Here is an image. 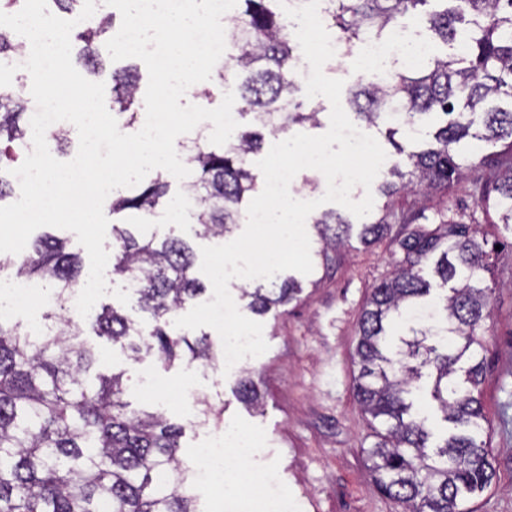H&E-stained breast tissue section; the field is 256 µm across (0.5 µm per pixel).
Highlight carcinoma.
Here are the masks:
<instances>
[{"label":"carcinoma","mask_w":512,"mask_h":512,"mask_svg":"<svg viewBox=\"0 0 512 512\" xmlns=\"http://www.w3.org/2000/svg\"><path fill=\"white\" fill-rule=\"evenodd\" d=\"M435 1L440 10L421 20L445 44H461L465 53L439 55L430 50L412 70H395L385 85L358 77L350 104L369 126H379L395 106L413 125L423 117L438 123L435 145L405 152L381 170V190L388 201L382 214L361 225L365 245L381 239L397 220L390 198L415 188L449 189L469 169L479 172V205L495 213L512 234V0H333L327 16L344 46L352 51L368 37H381L418 7ZM241 13L225 26V40L236 54L232 69L219 62L217 79L242 71L248 76L239 94L253 114L254 128L240 130L223 146L200 147L188 163L196 178L184 184L181 202L194 204L200 235L222 238L246 218L247 202L257 190L251 155L263 146L264 133L285 134L294 125L317 123L318 112L302 93L294 67L297 45L288 36L292 21L273 8L278 0H239ZM109 18L76 36L87 68L94 71L106 54L103 35ZM19 51L10 30L0 28V55ZM112 111L127 125L137 119L138 85L132 68L112 74ZM28 100L0 90V202L11 196L4 173L23 155L27 139ZM500 145V150L467 163L469 140ZM169 188L168 175L129 194L112 198V212L154 214ZM324 269L336 263V249L353 228L334 211L313 220ZM116 241L112 272L137 295L141 312L152 320L149 331L127 314L104 306L90 321L55 319L53 329L33 336L19 320L0 318V512H99L103 500L112 512H197L180 466L183 427L161 412L128 410L122 375H98L83 384L96 362L80 340L89 324L136 358L154 352L164 364L185 359L213 366L222 359L204 336L194 340L174 328L177 312L205 288L194 276L195 255L184 240L153 234L137 239L112 227ZM402 254L393 277L372 289L358 322L354 389L369 417L374 437L365 449L375 485L408 512H473L470 495L494 477L489 422L479 397L483 380V343L479 330L490 316L492 252L469 224L453 217L434 231L410 230L395 238ZM431 268L449 287L436 324H417L421 302L431 293L425 276ZM25 280L49 279L57 289L76 284L80 257L51 233L38 237L23 257L0 253V271ZM289 276L271 288L244 289L241 298L258 315L285 305L302 293ZM402 320L407 332L393 342L388 326ZM432 379L433 411L446 423V434L433 439L430 415L414 409L413 391ZM241 402L261 405L250 375L237 384Z\"/></svg>","instance_id":"cac0c4a2"}]
</instances>
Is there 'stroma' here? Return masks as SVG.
<instances>
[{
    "mask_svg": "<svg viewBox=\"0 0 512 512\" xmlns=\"http://www.w3.org/2000/svg\"><path fill=\"white\" fill-rule=\"evenodd\" d=\"M479 197L470 175L447 193L394 197L393 208L404 215L405 224L391 225L388 238L368 249L351 237L333 268L314 266L302 278L300 301L259 316L268 350L243 359L237 368L226 372L219 366L179 363L166 367L147 353L134 359L90 331L85 341L98 356L94 370L122 374L132 409L158 410L183 425V469L195 470L197 449L229 427L255 437L251 479L265 483L271 499L286 512H405L374 485L363 454L373 438L353 391L358 320L372 289L393 271V239L407 227L432 230L449 215L472 214L481 237L491 243L501 240L502 225L484 223ZM108 220L130 225L138 237L155 233L182 238L196 251L210 243L198 235L191 218L170 207H158L143 225L128 212L109 215ZM493 279L491 314L482 327L481 390L496 475L490 487L471 496L474 512H512L511 247L500 248ZM244 370L259 384L260 409H248L235 396ZM203 397L223 408L221 424L200 423L193 402Z\"/></svg>",
    "mask_w": 512,
    "mask_h": 512,
    "instance_id": "stroma-1",
    "label": "stroma"
}]
</instances>
